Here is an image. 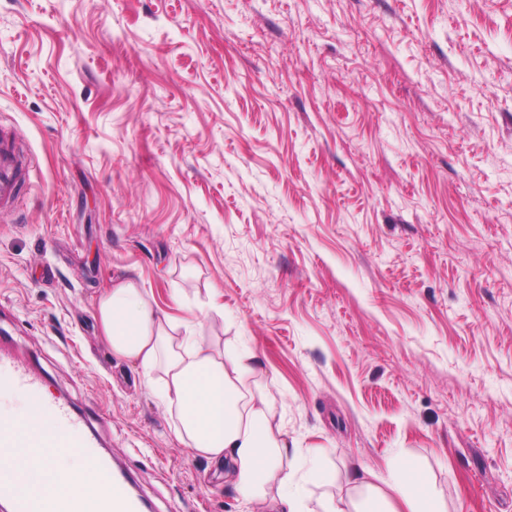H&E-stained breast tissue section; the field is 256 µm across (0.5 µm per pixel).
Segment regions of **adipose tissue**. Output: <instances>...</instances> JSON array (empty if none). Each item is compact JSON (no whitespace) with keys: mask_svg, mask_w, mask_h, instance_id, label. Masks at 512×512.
<instances>
[{"mask_svg":"<svg viewBox=\"0 0 512 512\" xmlns=\"http://www.w3.org/2000/svg\"><path fill=\"white\" fill-rule=\"evenodd\" d=\"M102 332L115 356L136 366L177 414L176 438L196 456L229 465L234 484L254 512H309L295 491L288 435L275 420L276 398L257 378L250 350L220 351L201 322L175 335L150 296L132 280L105 289L97 301ZM42 512H113L112 484L91 468L81 449H57ZM392 495L376 493L364 512H430L426 485L403 472Z\"/></svg>","mask_w":512,"mask_h":512,"instance_id":"obj_1","label":"adipose tissue"}]
</instances>
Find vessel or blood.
Listing matches in <instances>:
<instances>
[{"label": "vessel or blood", "instance_id": "vessel-or-blood-1", "mask_svg": "<svg viewBox=\"0 0 512 512\" xmlns=\"http://www.w3.org/2000/svg\"><path fill=\"white\" fill-rule=\"evenodd\" d=\"M34 171L14 141L0 136V210L16 206L22 179L31 177ZM0 393L25 395L31 417L51 426L55 447L82 449L91 466L110 475L116 512H144L145 503L124 472L112 468L83 417L49 389L45 376L32 362L1 338ZM44 444L41 430L33 425L19 424L10 418L0 420V446L16 451L15 465L0 468V498L10 503L12 512L36 510L38 487L31 472L39 470L40 478L45 480L53 470V457L44 451Z\"/></svg>", "mask_w": 512, "mask_h": 512}]
</instances>
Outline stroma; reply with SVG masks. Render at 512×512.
Returning <instances> with one entry per match:
<instances>
[{
	"instance_id": "35a3bbf8",
	"label": "stroma",
	"mask_w": 512,
	"mask_h": 512,
	"mask_svg": "<svg viewBox=\"0 0 512 512\" xmlns=\"http://www.w3.org/2000/svg\"><path fill=\"white\" fill-rule=\"evenodd\" d=\"M0 327L151 512H249L97 298L255 351L312 512H512V0H0ZM34 166L19 152L15 142L0 136V210L8 211L16 206L22 177L30 181ZM390 488L395 492L401 503L394 502L387 495L376 492L366 504L365 510H352L350 504L344 499L330 501L324 506L322 512H443L426 508L429 503V492L426 485L413 473L403 472L398 483ZM405 510V511H402Z\"/></svg>"
}]
</instances>
